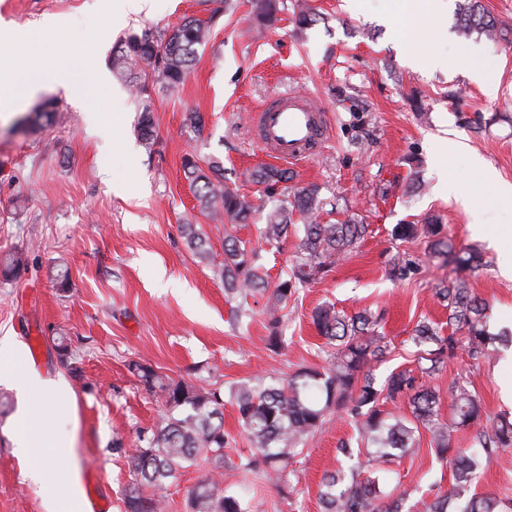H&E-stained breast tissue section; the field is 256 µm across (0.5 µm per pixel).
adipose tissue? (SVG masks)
<instances>
[{"instance_id": "obj_1", "label": "adipose tissue", "mask_w": 512, "mask_h": 512, "mask_svg": "<svg viewBox=\"0 0 512 512\" xmlns=\"http://www.w3.org/2000/svg\"><path fill=\"white\" fill-rule=\"evenodd\" d=\"M96 77L95 72H73L71 69L42 61L40 67L28 74L25 80H18L13 72L8 55H0V108L20 106L23 99L30 97L47 86L60 87L70 97L82 98Z\"/></svg>"}]
</instances>
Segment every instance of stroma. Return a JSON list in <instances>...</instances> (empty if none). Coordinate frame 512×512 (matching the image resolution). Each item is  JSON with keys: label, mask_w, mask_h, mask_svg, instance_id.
<instances>
[{"label": "stroma", "mask_w": 512, "mask_h": 512, "mask_svg": "<svg viewBox=\"0 0 512 512\" xmlns=\"http://www.w3.org/2000/svg\"><path fill=\"white\" fill-rule=\"evenodd\" d=\"M283 2L278 21L260 30L248 0H165L157 13L119 23L111 0H0V18L14 27L7 50L18 76L38 55L75 70L89 62L102 75L83 100L47 87L22 109L0 112V254L26 258L19 275L0 276V512H55V469L18 452V440L32 430L71 440L80 507L98 494L109 512H124L128 456L164 411L131 363L209 388L285 378L323 366V341L310 315L330 302L350 314L382 315L390 350L375 366L377 381L413 366L412 329L424 317L447 326L436 290L456 271L434 261L423 241L395 243V225L434 215L456 246L482 248L486 265L469 275V286L489 301L492 328L512 327V280L500 275L498 250L488 246L512 226V205L494 198L473 165L481 158L512 184V124L487 122L493 113H512V0H481L502 29L495 44L457 34L458 0L415 16L399 0H358L354 13L345 0H314L321 18L301 37L293 34L292 0ZM191 18L210 22V35L178 87L167 88L151 72L131 80L113 73L112 56L127 36L147 29L162 36ZM49 19L55 27H46ZM475 71L496 84L495 94L472 79ZM293 91L312 94L329 114L320 149L291 165L295 185H317L324 201L347 204L368 234L329 276L289 301L286 342L273 352L262 313L235 322V302L181 236L184 221L201 225L223 260L224 223L196 209L182 162L192 153L220 161L227 183L253 204L271 205L243 177L270 161L253 144L252 116L276 94ZM415 97L423 99L425 117L414 112ZM49 101L50 121L37 120ZM146 108L155 123L149 150L138 131ZM189 111L203 116L202 131L184 126ZM114 126L122 135L117 146L103 136ZM456 137L467 151L440 157L436 140ZM450 180L453 195L441 190ZM474 209L483 218L478 233ZM401 247L417 269L394 282L386 269ZM60 336L69 345L65 362L55 347ZM17 345L33 376L23 393L9 377ZM459 377L487 414L512 410L503 398L512 361L476 365L461 351L431 384L444 395ZM45 382L65 383L69 400H44ZM353 436L347 417L331 415L291 461L287 495L261 475L229 466L221 486L251 497L254 512H322L323 474L336 464L338 442ZM429 441L422 433L419 450L387 475L405 493L407 512H422L451 485ZM208 471L202 463L168 481L164 512H190L188 492ZM476 490L512 499V449L492 455Z\"/></svg>", "instance_id": "1"}]
</instances>
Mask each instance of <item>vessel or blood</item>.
Here are the masks:
<instances>
[{
  "instance_id": "b4317fda",
  "label": "vessel or blood",
  "mask_w": 512,
  "mask_h": 512,
  "mask_svg": "<svg viewBox=\"0 0 512 512\" xmlns=\"http://www.w3.org/2000/svg\"><path fill=\"white\" fill-rule=\"evenodd\" d=\"M253 122L264 150L284 163L315 153L328 129L326 110L312 97L281 96L257 109Z\"/></svg>"
}]
</instances>
